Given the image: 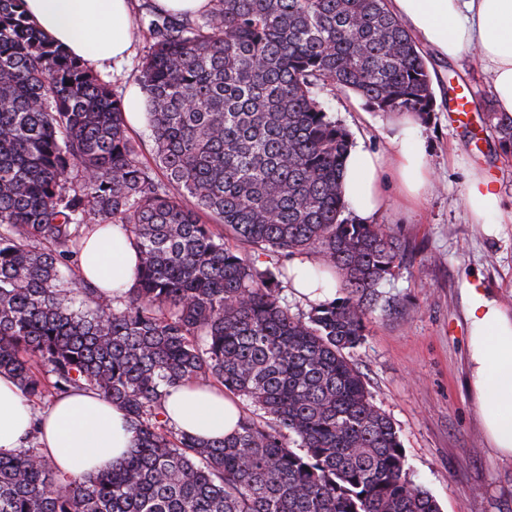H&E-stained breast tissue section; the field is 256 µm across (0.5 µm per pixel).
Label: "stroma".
Instances as JSON below:
<instances>
[{
    "mask_svg": "<svg viewBox=\"0 0 512 512\" xmlns=\"http://www.w3.org/2000/svg\"><path fill=\"white\" fill-rule=\"evenodd\" d=\"M150 45L137 28L131 53L101 71L113 93L128 100L139 87ZM436 105L420 136L433 170V186L414 207L392 204L373 216L405 250L403 265L379 290L386 308L373 311L362 343L350 356L374 404L393 421L408 477L425 487L442 512H512V459L496 453L484 434L476 399L466 386L468 324L464 284L492 292L512 309V222L472 223L465 203L471 167L487 170L500 187L499 209L512 213V156L481 135L479 104L493 89L479 55H429ZM468 86L466 116L448 108L450 88ZM315 94L354 145L386 146L387 114L360 96L319 85Z\"/></svg>",
    "mask_w": 512,
    "mask_h": 512,
    "instance_id": "35a3bbf8",
    "label": "stroma"
}]
</instances>
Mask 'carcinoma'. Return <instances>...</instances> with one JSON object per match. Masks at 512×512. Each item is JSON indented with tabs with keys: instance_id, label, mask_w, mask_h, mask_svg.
<instances>
[{
	"instance_id": "obj_1",
	"label": "carcinoma",
	"mask_w": 512,
	"mask_h": 512,
	"mask_svg": "<svg viewBox=\"0 0 512 512\" xmlns=\"http://www.w3.org/2000/svg\"><path fill=\"white\" fill-rule=\"evenodd\" d=\"M209 2L144 19L149 163L109 85L0 0V373L29 401L94 390L134 434L97 475L61 477L32 445L0 456V512H440L350 358L403 250L346 216L350 134L314 92L426 121V57L388 0ZM483 123L512 155V114L488 98ZM107 224L141 254L120 300L74 261ZM302 254L343 297L295 315ZM189 382L245 402L235 434L164 419Z\"/></svg>"
}]
</instances>
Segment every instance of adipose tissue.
Returning a JSON list of instances; mask_svg holds the SVG:
<instances>
[{
    "instance_id": "ef3b65f1",
    "label": "adipose tissue",
    "mask_w": 512,
    "mask_h": 512,
    "mask_svg": "<svg viewBox=\"0 0 512 512\" xmlns=\"http://www.w3.org/2000/svg\"><path fill=\"white\" fill-rule=\"evenodd\" d=\"M394 15L413 38L439 58L453 60L464 48L478 47L490 75L494 104L512 114V0H391ZM30 19L56 44L101 69L128 55L132 40V0H25ZM392 171L401 200L418 203L428 191V164L416 118L396 116L386 150L351 149L341 188L351 213L367 219L389 207L383 174ZM466 205L476 223L495 224L498 187L473 173ZM138 262L131 236L120 228L95 230L81 253L82 276L107 296L124 294ZM312 256L293 259L292 290L316 304L332 299L335 281H318ZM468 388L479 403L483 429L495 452L512 458V311L488 293L466 289ZM165 412L171 424L203 439L232 435L240 419L234 398L214 386L192 385L173 393ZM32 408L15 379L0 374V455L26 447ZM42 453L67 475L108 471L133 448L126 412L91 390L58 397L42 417Z\"/></svg>"
}]
</instances>
